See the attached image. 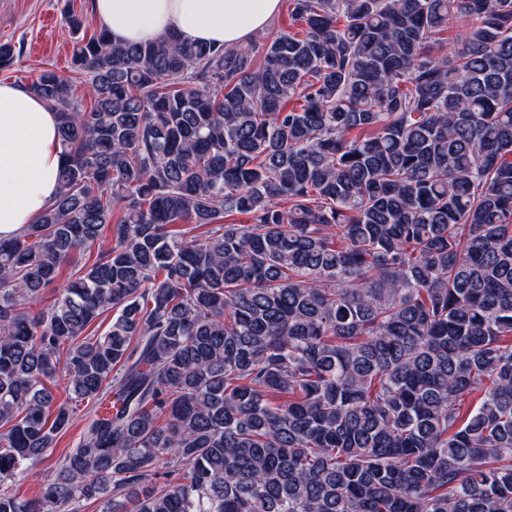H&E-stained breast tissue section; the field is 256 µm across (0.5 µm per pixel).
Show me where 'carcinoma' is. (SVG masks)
Masks as SVG:
<instances>
[{
	"instance_id": "obj_1",
	"label": "carcinoma",
	"mask_w": 512,
	"mask_h": 512,
	"mask_svg": "<svg viewBox=\"0 0 512 512\" xmlns=\"http://www.w3.org/2000/svg\"><path fill=\"white\" fill-rule=\"evenodd\" d=\"M289 2L258 55L76 39L88 108L27 83L64 164L0 239V483L47 380L95 408L0 512H512V0ZM110 243H111V238H110L109 231H108L106 233V237L103 238L99 244H96L92 248L91 252H89L88 250H83V249L78 250L75 253V255L73 256L72 261L64 263L60 269L59 279H58V282L55 283V288H49L44 296V302H43L44 306L47 307L48 305L53 303L54 299L58 295V290L60 288H63V286L66 284V281L70 275L71 269L76 262L81 261V263L83 264L89 258H90V262H92L96 256L98 250H102V251L106 250L108 248V246L110 245ZM91 405L87 400L74 402L72 405V422L66 430L56 437L50 456L41 464L32 467L26 477L15 482L8 481L2 485V489L9 486V491L17 494L24 500L37 498L44 480L48 479L52 474L58 459L63 457L79 441L87 422V412Z\"/></svg>"
}]
</instances>
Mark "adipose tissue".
Returning a JSON list of instances; mask_svg holds the SVG:
<instances>
[{"instance_id":"ef3b65f1","label":"adipose tissue","mask_w":512,"mask_h":512,"mask_svg":"<svg viewBox=\"0 0 512 512\" xmlns=\"http://www.w3.org/2000/svg\"><path fill=\"white\" fill-rule=\"evenodd\" d=\"M280 0H93L92 12L113 40L246 46L276 16ZM57 112L17 84L0 83V238L34 222L57 195L63 163Z\"/></svg>"}]
</instances>
